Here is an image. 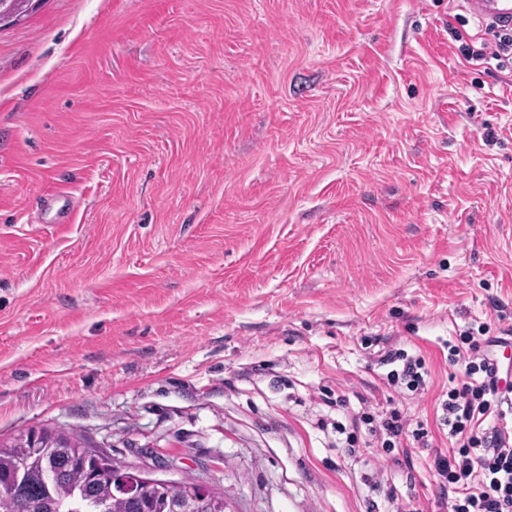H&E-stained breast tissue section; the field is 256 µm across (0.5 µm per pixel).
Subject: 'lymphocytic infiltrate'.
Wrapping results in <instances>:
<instances>
[{"label": "lymphocytic infiltrate", "mask_w": 512, "mask_h": 512, "mask_svg": "<svg viewBox=\"0 0 512 512\" xmlns=\"http://www.w3.org/2000/svg\"><path fill=\"white\" fill-rule=\"evenodd\" d=\"M466 61L512 66V30L495 32L493 41L475 48L464 44L454 31ZM497 336L466 334L449 346L450 364H463L458 382L449 387L443 405L450 447L436 453L433 469L439 480V512H512V382L504 381L492 352ZM353 427L367 426L370 437L383 449L401 443L406 423L398 409L374 417L362 409Z\"/></svg>", "instance_id": "obj_1"}]
</instances>
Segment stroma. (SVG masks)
<instances>
[{"instance_id": "obj_1", "label": "stroma", "mask_w": 512, "mask_h": 512, "mask_svg": "<svg viewBox=\"0 0 512 512\" xmlns=\"http://www.w3.org/2000/svg\"><path fill=\"white\" fill-rule=\"evenodd\" d=\"M466 15L44 0L1 29L0 442L77 434L226 512H437L448 346L512 338V70L463 59ZM366 404L428 447L346 457ZM380 363L383 365L396 364V368L389 372L388 378L392 385H396L398 381H403L407 389L418 391L424 385L422 370L424 365L420 358L408 356L404 351L388 350L381 355Z\"/></svg>"}]
</instances>
